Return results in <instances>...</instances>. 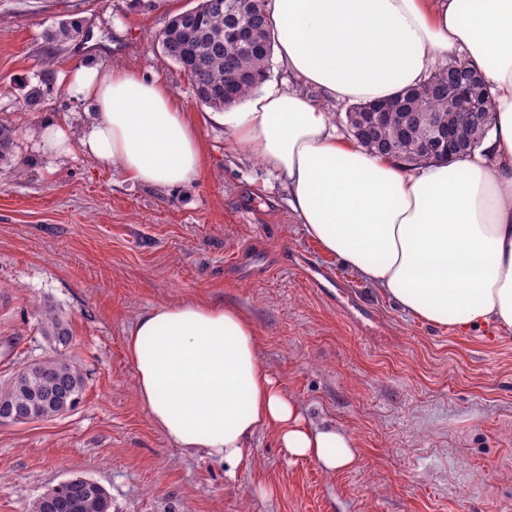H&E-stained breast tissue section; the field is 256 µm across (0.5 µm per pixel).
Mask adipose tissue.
<instances>
[{
    "label": "adipose tissue",
    "mask_w": 512,
    "mask_h": 512,
    "mask_svg": "<svg viewBox=\"0 0 512 512\" xmlns=\"http://www.w3.org/2000/svg\"><path fill=\"white\" fill-rule=\"evenodd\" d=\"M271 38L298 86L261 90L240 112H213L235 146L281 178L309 238L403 310L468 332L512 330V0H265ZM439 59L476 71L493 123L463 157L410 166L338 136L339 103L394 98ZM67 89L91 119L81 146L127 182H197L201 121L161 78L79 66ZM258 330L232 304L185 300L141 314L126 339L139 401L177 448L235 471L271 431L324 471L351 468L355 444L311 426L258 357Z\"/></svg>",
    "instance_id": "obj_1"
}]
</instances>
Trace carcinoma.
Listing matches in <instances>:
<instances>
[{"mask_svg":"<svg viewBox=\"0 0 512 512\" xmlns=\"http://www.w3.org/2000/svg\"><path fill=\"white\" fill-rule=\"evenodd\" d=\"M244 17L255 33L259 46L255 49H234L224 33L229 21L224 5L215 2L201 10H185L171 18L160 34L164 55L183 67L196 99L209 107H224V87H230L232 101L246 98L267 77L272 54L270 19L265 8L250 0H242ZM80 34L79 25L65 21L51 33L56 42H67ZM363 106L346 112L352 137L366 149L392 155L408 164H422L432 157L421 154L417 145L434 131H448V123L457 115L448 111V80L424 83L402 91L390 101V112L375 129L368 131L360 121ZM491 98L484 92L482 126L469 137V149L480 147L491 125ZM14 127L0 123V161L6 159L13 144ZM41 333L51 346L52 354L39 360L40 375L26 378L16 373L0 387V407H18L26 421H44L62 416L80 402L85 377L80 365L66 355L73 336L52 307L40 311ZM58 504L55 512H111L112 502L106 489L94 484L90 492L76 494L72 487L58 484L47 489Z\"/></svg>","mask_w":512,"mask_h":512,"instance_id":"carcinoma-1","label":"carcinoma"}]
</instances>
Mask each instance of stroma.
<instances>
[{"instance_id":"obj_1","label":"stroma","mask_w":512,"mask_h":512,"mask_svg":"<svg viewBox=\"0 0 512 512\" xmlns=\"http://www.w3.org/2000/svg\"><path fill=\"white\" fill-rule=\"evenodd\" d=\"M196 4L0 0V121L16 126L0 167V385L49 354L45 306L68 324L86 383L69 413L0 425V512H31L75 475L101 484L112 512H512V330L463 334L401 309L307 237L282 180L221 125L202 124L206 170L178 190L132 185L82 150L88 107L66 88L78 65L158 74L204 112L159 43ZM61 19L89 41L50 40ZM63 115L67 147L49 149L44 125ZM318 267L332 284L312 282ZM190 299L252 319L261 361L301 414L354 441L351 469L324 472L261 431L230 475L164 438L126 337L145 310Z\"/></svg>"}]
</instances>
